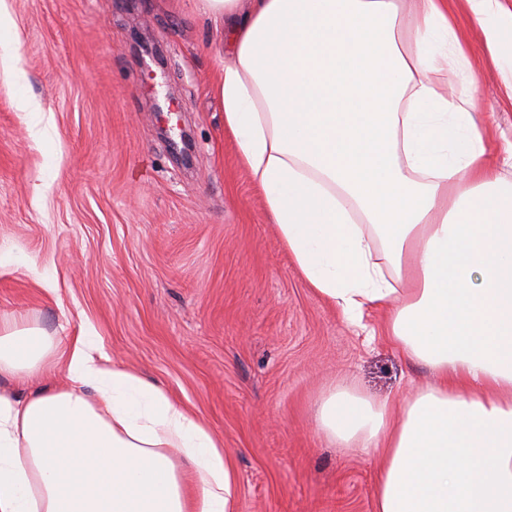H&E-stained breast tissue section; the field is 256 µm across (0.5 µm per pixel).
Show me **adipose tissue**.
Segmentation results:
<instances>
[{
  "mask_svg": "<svg viewBox=\"0 0 512 512\" xmlns=\"http://www.w3.org/2000/svg\"><path fill=\"white\" fill-rule=\"evenodd\" d=\"M461 3L512 68V9ZM200 5L230 31L224 130L296 273L353 326L384 311L385 339L433 376L397 400L335 384L318 431L371 454L374 512H512V186L435 87L436 59H466L448 0ZM96 351L0 319V379L69 380L0 389V512H235L223 442ZM64 382L65 379L62 375L51 372L36 378L21 375L13 380L1 379V388H7L18 397L23 398Z\"/></svg>",
  "mask_w": 512,
  "mask_h": 512,
  "instance_id": "obj_1",
  "label": "adipose tissue"
}]
</instances>
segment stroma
<instances>
[{
    "mask_svg": "<svg viewBox=\"0 0 512 512\" xmlns=\"http://www.w3.org/2000/svg\"><path fill=\"white\" fill-rule=\"evenodd\" d=\"M125 2L0 0V316L91 333L200 416L233 461L236 512H373L371 458L332 446L314 404L338 382L400 398L429 373L295 272L224 133L227 31L197 0ZM457 33L469 64L440 88L475 104L510 184L506 71L472 15Z\"/></svg>",
    "mask_w": 512,
    "mask_h": 512,
    "instance_id": "obj_1",
    "label": "stroma"
}]
</instances>
